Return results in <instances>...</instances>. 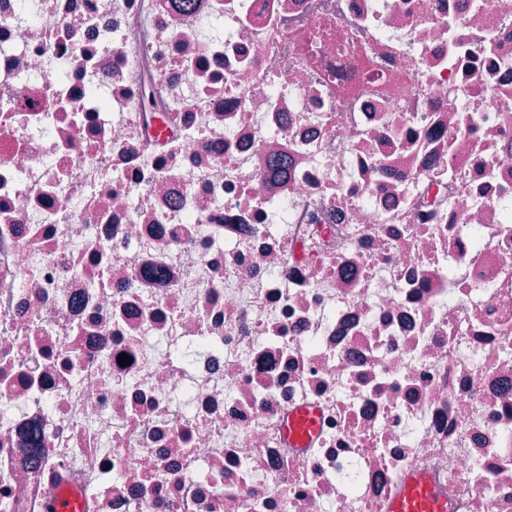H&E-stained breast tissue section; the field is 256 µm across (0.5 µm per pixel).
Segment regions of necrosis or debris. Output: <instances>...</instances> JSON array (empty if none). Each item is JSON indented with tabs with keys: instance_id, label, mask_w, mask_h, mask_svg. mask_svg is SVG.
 Instances as JSON below:
<instances>
[{
	"instance_id": "obj_1",
	"label": "necrosis or debris",
	"mask_w": 512,
	"mask_h": 512,
	"mask_svg": "<svg viewBox=\"0 0 512 512\" xmlns=\"http://www.w3.org/2000/svg\"><path fill=\"white\" fill-rule=\"evenodd\" d=\"M413 470L512 512V0H0V512ZM317 427L318 414L316 410L303 407L288 419L286 431L290 439L304 443L316 432Z\"/></svg>"
}]
</instances>
